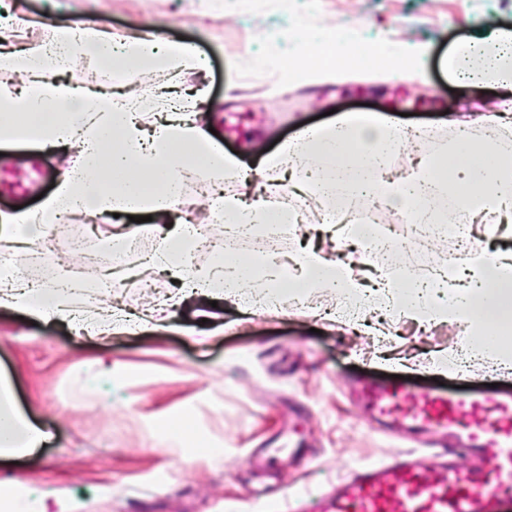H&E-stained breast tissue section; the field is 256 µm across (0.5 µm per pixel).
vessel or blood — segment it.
<instances>
[{
    "instance_id": "1",
    "label": "vessel or blood",
    "mask_w": 512,
    "mask_h": 512,
    "mask_svg": "<svg viewBox=\"0 0 512 512\" xmlns=\"http://www.w3.org/2000/svg\"><path fill=\"white\" fill-rule=\"evenodd\" d=\"M359 396L393 429L452 434L458 452L487 464L407 453L362 466L321 493L315 512H512V392L457 396L387 382L363 384Z\"/></svg>"
}]
</instances>
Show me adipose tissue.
I'll return each instance as SVG.
<instances>
[{
    "instance_id": "ef3b65f1",
    "label": "adipose tissue",
    "mask_w": 512,
    "mask_h": 512,
    "mask_svg": "<svg viewBox=\"0 0 512 512\" xmlns=\"http://www.w3.org/2000/svg\"><path fill=\"white\" fill-rule=\"evenodd\" d=\"M302 51L288 63L298 80L309 82L347 69L352 62L348 36L326 30L319 39L302 38ZM129 76L153 68H193L194 50L159 37L119 40L92 20L49 27L44 40L0 53V70L17 74L18 86L0 87V142L66 147L75 155L55 191L39 212H21L0 226L13 259L0 261V308L43 321L69 323L76 335L109 338L122 331L162 328L166 307L194 299H242L263 309L282 288L293 292L328 291L343 297L342 318L349 328L363 326L370 314L393 312L419 325L446 321L458 329L465 347L432 358L436 369L462 365L464 356L512 367V251L488 252L481 246L463 252L458 266L421 275L407 267L379 268L378 284L366 291L360 278L368 264V244L392 242L377 228L345 224L336 233L344 257L329 260L323 252L301 250L292 265L279 255L245 256L234 249L216 250L208 265L194 262L199 242L195 225L173 221L186 181L246 183L238 156L224 151L210 135L194 97L145 99L109 91H89L60 75L86 59ZM451 75L475 86L512 87V29L489 28L480 36L452 45ZM157 113L154 129L142 115ZM464 132L444 154H426L402 174L389 169V157L420 130H405L393 119L364 112L346 114L323 128L304 131L282 153L259 160L263 171L293 166L304 188L328 203L379 198L413 224L440 215L443 222L512 221V156L496 141L484 142ZM206 206L226 239L235 241L264 230L297 234L291 210L275 197L247 203L241 194L216 193ZM147 216L146 232L158 239L147 262L180 287L167 303L145 307L139 316L113 305L111 281L104 272L80 278L57 266L51 279L29 280L24 258L44 250L50 225L78 213ZM48 438L40 426L15 406L0 379V458L32 454Z\"/></svg>"
}]
</instances>
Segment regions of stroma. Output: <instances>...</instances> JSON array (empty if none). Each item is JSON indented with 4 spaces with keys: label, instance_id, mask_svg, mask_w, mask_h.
<instances>
[{
    "label": "stroma",
    "instance_id": "stroma-1",
    "mask_svg": "<svg viewBox=\"0 0 512 512\" xmlns=\"http://www.w3.org/2000/svg\"><path fill=\"white\" fill-rule=\"evenodd\" d=\"M91 18L105 31L144 36L160 29L195 48L201 69H152L130 81L142 95L202 93L201 109L225 150L251 165L247 187L228 184L247 200L267 196V174L255 165L329 111L363 104L404 127L425 130L433 153L448 151L455 117L485 111L512 96L457 82L446 66L456 41L477 36L472 20L512 28V0H316L298 15L294 0H0L5 50L39 38L44 25ZM347 27L392 55L422 49L418 68L397 75L379 68L345 71L315 83L281 77L295 57L297 22ZM46 161L53 175L65 153L5 150L0 155V214L39 208L50 182L34 183ZM169 295L164 275L137 267L121 281L119 303L140 311L141 280ZM312 307L286 294L273 308L251 313L219 301L209 321L190 301L173 309L167 328L76 336L60 322H32L0 309V377L15 402L50 434L17 461L0 460V512H307L312 500L353 470L407 452L440 453L435 437L404 438L368 421L358 380L408 377L410 385L439 381L445 391L485 384L512 389V374L492 373L480 359L466 370H437L434 354L458 347L455 326L424 329L386 319L392 338L339 328L329 313L336 297L312 294ZM210 334L198 342L200 331ZM183 417L216 454L187 457L166 427Z\"/></svg>",
    "mask_w": 512,
    "mask_h": 512
}]
</instances>
